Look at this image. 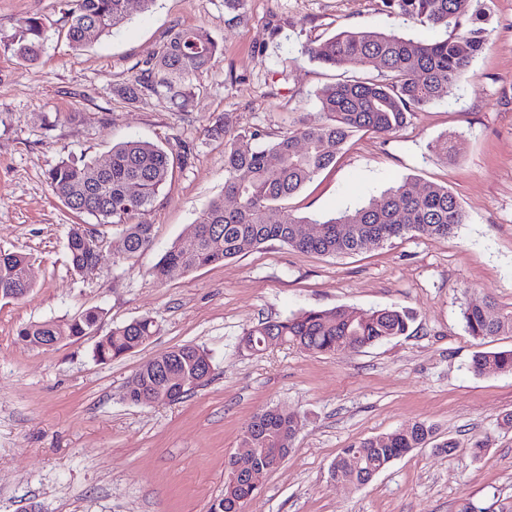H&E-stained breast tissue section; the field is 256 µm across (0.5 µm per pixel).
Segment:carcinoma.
Returning a JSON list of instances; mask_svg holds the SVG:
<instances>
[{"mask_svg":"<svg viewBox=\"0 0 512 512\" xmlns=\"http://www.w3.org/2000/svg\"><path fill=\"white\" fill-rule=\"evenodd\" d=\"M72 2L65 22V38L72 48H81L122 24L132 4V0ZM381 2L391 13L422 19L444 30L446 38L421 42L374 30H340L303 47L302 54L327 67L363 68L373 63L383 74L382 79H351L324 87L317 96L318 118L290 128L267 143L261 131L238 130L228 116L210 124L208 136L224 140V194L199 213L193 248L177 241L165 251L152 271L156 279L163 281L220 264L269 242L301 252L343 257L412 233L446 238L464 222L453 193L435 184L417 191L405 182L329 219L301 217L285 205L290 196L336 161L354 133L396 134L405 127L408 114L453 96L458 82L471 71L473 61L485 48V32L472 25V17L482 10L486 0ZM44 39L43 23L37 17H28L15 35L14 51L21 59L34 62L41 56ZM217 51L218 45L206 29H179L161 54L146 63L140 77L122 89L123 98L133 101L147 92H163L186 101L192 78L209 68ZM171 175L167 151L141 140L113 146L105 167L95 161L69 158L52 166L47 181L55 197L73 212L95 220L92 226L76 224L69 230L67 249L73 271L98 263L102 243L98 225L116 226L115 250L122 259L148 249L152 225L126 224L124 219L151 208ZM304 224L314 225L316 233L301 235L299 229ZM30 266L28 254L3 252L0 299L14 300L16 291L33 288L27 279ZM462 319L467 333L480 341L512 335V308L500 306L489 294L473 297L462 311ZM410 321L409 311L395 308L358 315L341 308L310 309L244 330L238 348L258 355L276 340L307 353L334 355L402 335ZM103 323L104 312L95 308L64 323L47 320L21 325L16 335L22 344L41 348L51 339L88 336L101 330ZM154 327L155 322L148 317L115 326L99 337L94 357L110 361L135 351L153 336ZM208 366L212 361L205 350L190 344L175 347L161 362H144L135 373V388L124 398L144 407L178 401L206 385L194 379ZM470 368L476 374L512 373V349L478 352ZM163 371L169 383L161 387L158 376ZM300 426V417L281 407L257 412L238 444L251 451L260 465L256 482L251 485L227 478L208 512H245L247 498L262 487L269 473L266 460L276 454L289 455ZM436 437L433 425L418 420L394 433L350 444L336 456L330 469L341 475L348 459L351 473L365 485L416 448L431 444L444 453L457 448L456 441L437 443Z\"/></svg>","mask_w":512,"mask_h":512,"instance_id":"1","label":"carcinoma"}]
</instances>
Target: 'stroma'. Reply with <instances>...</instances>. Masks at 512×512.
<instances>
[{
    "mask_svg": "<svg viewBox=\"0 0 512 512\" xmlns=\"http://www.w3.org/2000/svg\"><path fill=\"white\" fill-rule=\"evenodd\" d=\"M69 0H0V250L32 257L34 286L0 299V512H207L224 487V461L253 415L298 414L295 448L263 480L246 512H458L463 498L512 507V373L471 371L478 342L462 310L475 294L512 307V0H489L477 20L488 44L454 96L412 112L391 136L360 132L335 163L287 200L296 214L331 217L404 182L447 186L465 220L453 236L413 233L331 258L277 242L164 281L163 253L189 238L199 213L224 192V143L205 128L230 116L276 137L316 116V92L375 66L325 68L307 43L341 28L443 39V31L384 10L381 0H246V20L224 0H156L81 49L62 36ZM41 18L33 63L11 46L20 22ZM207 29L221 48L192 80L189 111L124 86L177 29ZM451 136V160L432 143ZM139 139L165 148L173 175L144 214L151 247L122 260L102 228L98 265L74 272L67 235L78 216L55 198L47 172L65 157L107 161ZM105 327L143 317L155 334L142 349L100 362L95 336L53 348L18 342L25 323L68 321L90 308ZM410 312L406 334L357 352L311 355L269 345L240 351L242 332L302 310ZM182 344L213 357L211 380L183 399L143 407L124 394L141 364ZM424 420L459 446L418 448L358 489L329 466L342 448ZM488 439L473 458L471 444Z\"/></svg>",
    "mask_w": 512,
    "mask_h": 512,
    "instance_id": "1",
    "label": "stroma"
}]
</instances>
